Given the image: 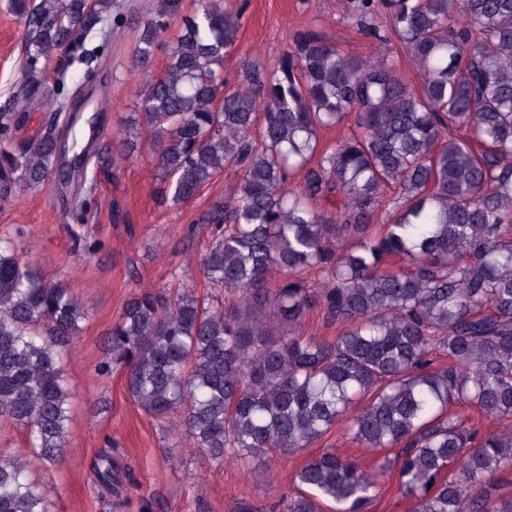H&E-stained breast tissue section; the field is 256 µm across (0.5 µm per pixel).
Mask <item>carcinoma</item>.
<instances>
[{
	"instance_id": "1",
	"label": "carcinoma",
	"mask_w": 512,
	"mask_h": 512,
	"mask_svg": "<svg viewBox=\"0 0 512 512\" xmlns=\"http://www.w3.org/2000/svg\"><path fill=\"white\" fill-rule=\"evenodd\" d=\"M8 8L28 28L27 96L52 53L61 72L92 61L86 37L112 0ZM243 10L198 0L184 15L164 0L138 35L143 67L177 26L112 163L145 133L163 201L190 202L226 169L238 181L198 220L207 292L134 295L98 370L123 366L146 414L184 413L218 463L265 467L333 431L375 455L311 458L283 512H370L393 477L412 512H512V495L493 492L512 471V0H349L362 35L397 40L416 84L388 56L350 55L311 28L230 86ZM63 92L44 93L49 118L19 150L26 112L13 98L0 107V200L58 164ZM315 312L336 335L305 331ZM84 316L0 238V420L27 428L49 465L71 419L60 355ZM95 476L112 491V455ZM45 501L25 462L0 459V512H48Z\"/></svg>"
}]
</instances>
